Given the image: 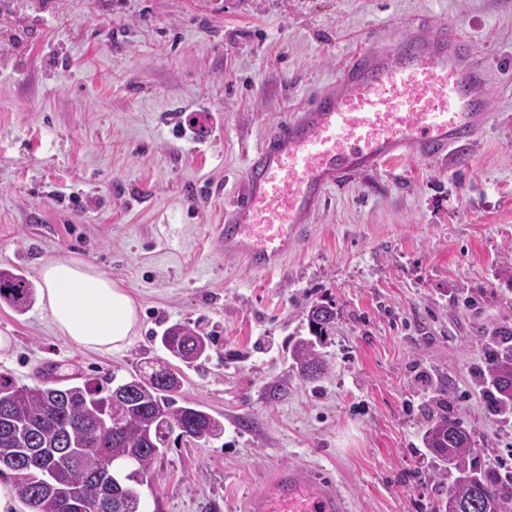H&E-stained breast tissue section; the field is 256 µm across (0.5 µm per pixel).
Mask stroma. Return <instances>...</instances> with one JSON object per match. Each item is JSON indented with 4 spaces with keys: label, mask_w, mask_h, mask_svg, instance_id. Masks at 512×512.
<instances>
[{
    "label": "stroma",
    "mask_w": 512,
    "mask_h": 512,
    "mask_svg": "<svg viewBox=\"0 0 512 512\" xmlns=\"http://www.w3.org/2000/svg\"><path fill=\"white\" fill-rule=\"evenodd\" d=\"M419 23L473 42L495 88L490 126L448 163L332 192L276 271L226 254L247 151L352 52ZM63 258L122 281L137 335L94 351L38 301L1 303L13 346L0 373L105 385L162 357L154 338L173 323L213 338L182 368L181 399L224 434L171 436L140 488L146 512H246L283 464L319 467L352 512H433L448 483L423 434L441 385L481 465L512 450V418L491 416L476 386L486 342L512 329V0H0V268L34 286ZM320 300L338 316L329 370L309 384L287 346Z\"/></svg>",
    "instance_id": "1"
}]
</instances>
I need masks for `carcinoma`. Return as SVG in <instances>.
<instances>
[{"instance_id": "carcinoma-1", "label": "carcinoma", "mask_w": 512, "mask_h": 512, "mask_svg": "<svg viewBox=\"0 0 512 512\" xmlns=\"http://www.w3.org/2000/svg\"><path fill=\"white\" fill-rule=\"evenodd\" d=\"M29 295L22 274L0 269V301L21 311ZM306 316L319 339L336 323V311L318 302L306 307ZM155 340L167 359L155 362L149 373L137 368L107 388L89 382L28 385L0 373V472L16 475V494L28 512H63L62 490L75 472L106 466L113 474L112 499H129L135 484L156 480L154 463L173 430L196 445L224 434L223 421L200 405L178 404L182 377L170 373L176 362L191 366L207 357L212 337L196 326L175 323ZM288 353L306 382L314 384L327 374L312 340H293ZM479 378L491 412L512 416V332L497 334ZM424 444L452 478L434 512H512V476L479 465L460 421L439 416L424 433ZM104 492L101 483L84 481L80 512H100Z\"/></svg>"}]
</instances>
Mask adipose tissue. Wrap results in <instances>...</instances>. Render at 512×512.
Here are the masks:
<instances>
[{"mask_svg": "<svg viewBox=\"0 0 512 512\" xmlns=\"http://www.w3.org/2000/svg\"><path fill=\"white\" fill-rule=\"evenodd\" d=\"M39 277L41 302L58 332L72 343L109 352L136 335L137 304L122 282L74 259L44 263Z\"/></svg>", "mask_w": 512, "mask_h": 512, "instance_id": "1", "label": "adipose tissue"}]
</instances>
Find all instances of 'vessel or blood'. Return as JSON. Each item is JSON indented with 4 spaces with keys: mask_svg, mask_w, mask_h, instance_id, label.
I'll list each match as a JSON object with an SVG mask.
<instances>
[{
    "mask_svg": "<svg viewBox=\"0 0 512 512\" xmlns=\"http://www.w3.org/2000/svg\"><path fill=\"white\" fill-rule=\"evenodd\" d=\"M486 64L464 36L416 26L350 55L334 87L247 154L240 200L224 214L228 250L278 268L332 190L393 161L443 159L492 119ZM332 481L278 469L248 512H344Z\"/></svg>",
    "mask_w": 512,
    "mask_h": 512,
    "instance_id": "obj_1",
    "label": "vessel or blood"
}]
</instances>
